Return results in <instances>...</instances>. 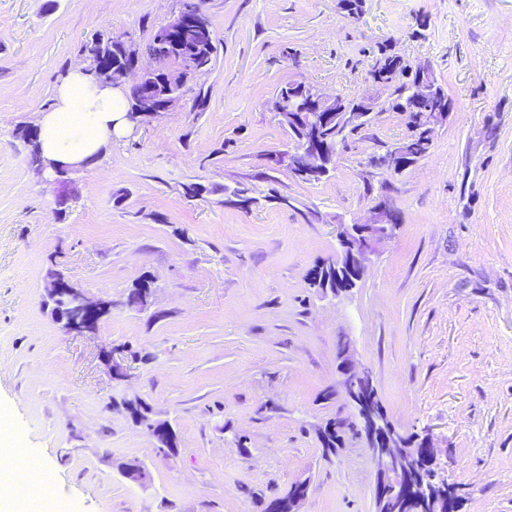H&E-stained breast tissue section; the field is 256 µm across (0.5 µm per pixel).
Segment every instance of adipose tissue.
Instances as JSON below:
<instances>
[{"mask_svg":"<svg viewBox=\"0 0 512 512\" xmlns=\"http://www.w3.org/2000/svg\"><path fill=\"white\" fill-rule=\"evenodd\" d=\"M122 94L92 84L74 66L57 85L53 108L38 122L45 160L80 165L102 156L113 136L126 128Z\"/></svg>","mask_w":512,"mask_h":512,"instance_id":"1","label":"adipose tissue"}]
</instances>
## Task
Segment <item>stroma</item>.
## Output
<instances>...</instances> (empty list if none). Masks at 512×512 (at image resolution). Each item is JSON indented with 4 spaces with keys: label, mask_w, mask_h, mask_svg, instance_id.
Here are the masks:
<instances>
[{
    "label": "stroma",
    "mask_w": 512,
    "mask_h": 512,
    "mask_svg": "<svg viewBox=\"0 0 512 512\" xmlns=\"http://www.w3.org/2000/svg\"><path fill=\"white\" fill-rule=\"evenodd\" d=\"M218 39L203 108L114 138L67 187L45 182L14 132L54 105L95 32L149 41L180 0H0V444L52 476L18 504L64 512H267L296 481L301 512H375L374 458L318 430L346 416L341 353L369 368L388 420L437 451L460 512H512V0H201ZM431 67L451 113L398 174L369 164L405 139L381 112L329 177L292 176L272 109L284 84L373 92L379 48ZM248 189L187 198L186 184ZM286 197L287 205L269 202ZM386 202L400 218L346 297L306 274L336 227ZM112 312L68 333L44 303L50 265ZM152 279L147 311L125 305ZM112 360H105L104 352ZM121 363L114 378L110 361ZM138 397L174 453L113 408ZM139 459L146 485L119 466Z\"/></svg>",
    "instance_id": "obj_1"
}]
</instances>
